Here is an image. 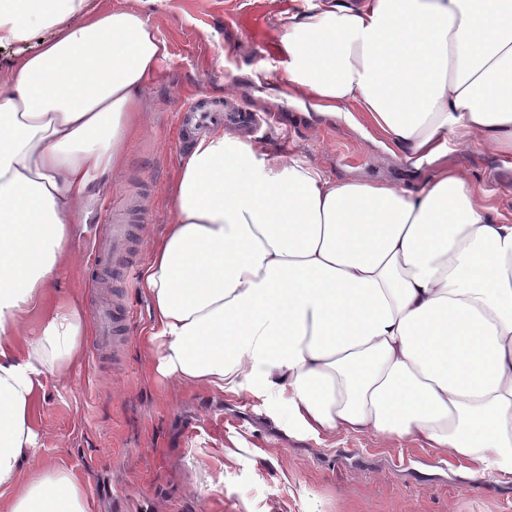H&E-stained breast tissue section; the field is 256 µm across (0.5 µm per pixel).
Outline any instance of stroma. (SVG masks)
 Returning <instances> with one entry per match:
<instances>
[{
  "instance_id": "1",
  "label": "stroma",
  "mask_w": 512,
  "mask_h": 512,
  "mask_svg": "<svg viewBox=\"0 0 512 512\" xmlns=\"http://www.w3.org/2000/svg\"><path fill=\"white\" fill-rule=\"evenodd\" d=\"M98 10L141 14L170 56L141 94L143 127L126 142L117 185L96 181L87 229L71 242L80 255L60 270V295L81 299L87 317L102 301L127 309L111 352L86 336L84 354L63 381L48 380L36 420L40 462L88 481L92 512H512V479L476 474L466 462L419 443L369 434L292 435L272 403L249 392L221 394L162 378L142 346L151 322L140 279L99 282L90 258L109 233L113 196L142 203L128 219L125 261L145 265L152 241L172 220L171 201L185 153L179 116L206 95L225 112L259 116L246 135L275 157L298 158L336 179L422 185L429 165L389 155L375 129L359 132L306 118L294 105L264 102L247 84L266 63L285 80L276 48L293 0H95ZM242 89L228 98V83ZM440 165L463 169L494 189L512 211V168L482 147L449 138ZM234 451L226 459V451Z\"/></svg>"
}]
</instances>
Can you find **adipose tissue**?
<instances>
[{
    "label": "adipose tissue",
    "instance_id": "adipose-tissue-1",
    "mask_svg": "<svg viewBox=\"0 0 512 512\" xmlns=\"http://www.w3.org/2000/svg\"><path fill=\"white\" fill-rule=\"evenodd\" d=\"M93 2L0 0V45L36 44L0 83L5 512H91L85 483L38 463L35 404L88 334L58 270L170 55L141 15ZM282 27L304 113L373 127L418 165L452 133L512 158V0H304ZM141 287L164 378L263 391L298 433L421 439L512 477V212L462 170L416 189L339 181L241 135H201Z\"/></svg>",
    "mask_w": 512,
    "mask_h": 512
}]
</instances>
